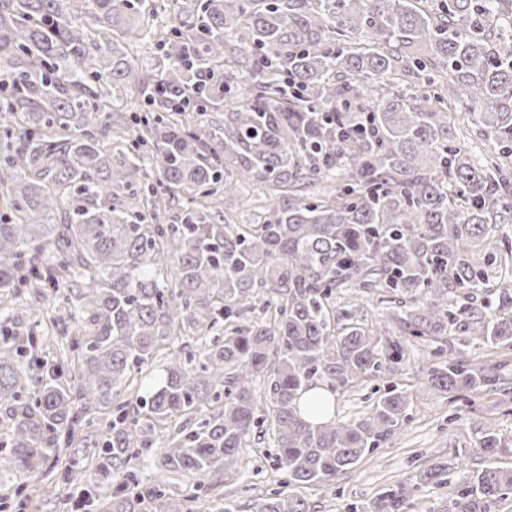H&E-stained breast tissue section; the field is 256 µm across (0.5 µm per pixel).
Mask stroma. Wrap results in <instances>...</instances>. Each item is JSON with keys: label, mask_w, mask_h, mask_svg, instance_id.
I'll use <instances>...</instances> for the list:
<instances>
[{"label": "stroma", "mask_w": 512, "mask_h": 512, "mask_svg": "<svg viewBox=\"0 0 512 512\" xmlns=\"http://www.w3.org/2000/svg\"><path fill=\"white\" fill-rule=\"evenodd\" d=\"M411 420L380 448L361 458L357 465L340 474L330 484H316L303 494L317 512H342L345 504L368 500L380 488L399 480L417 478L434 466L446 463L450 470L446 485H421L409 512H442L448 488L464 482L467 468L455 459L472 448L488 430L496 431L508 444L500 458L512 465V407L501 397L486 391H468L452 399L426 387L417 388L411 404ZM87 440L63 449L59 471L48 475V482L58 487L50 500L30 497L25 512H71L66 499L73 483H66L62 468L73 470L74 483L86 485L109 495L110 489L96 468L97 426H84ZM280 474L272 460L253 458L244 476L224 484L225 496L234 498L240 512H254V503L279 486Z\"/></svg>", "instance_id": "35a3bbf8"}]
</instances>
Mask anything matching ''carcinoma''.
<instances>
[{
  "mask_svg": "<svg viewBox=\"0 0 512 512\" xmlns=\"http://www.w3.org/2000/svg\"><path fill=\"white\" fill-rule=\"evenodd\" d=\"M186 13L167 28L146 0H91L88 28L66 0H0L14 144L0 157V299H58L76 326L69 337L30 307L26 335L0 329V472L59 461L99 420L104 512H238L205 479L240 477L266 425L284 489L255 512H315L300 489L409 422L405 338L431 348L422 385L512 393L508 360L433 347L462 336L512 351V0H193ZM152 41L162 61L145 74L127 44ZM126 97L149 110L119 127ZM455 97L492 139L485 161L457 137ZM208 110L222 117L190 125ZM255 184L276 199L245 224L225 215L223 196ZM356 288L381 293L401 336L336 303ZM54 336L56 363L37 360ZM370 382L384 393L354 422L314 423L329 404L300 405L317 385ZM502 448L481 435L470 455L484 465L444 512H491L512 492ZM151 452L163 474L197 479L193 493L143 481L134 461ZM418 489L402 481L344 512H407ZM27 495L18 484L0 512Z\"/></svg>",
  "mask_w": 512,
  "mask_h": 512,
  "instance_id": "cac0c4a2",
  "label": "carcinoma"
}]
</instances>
